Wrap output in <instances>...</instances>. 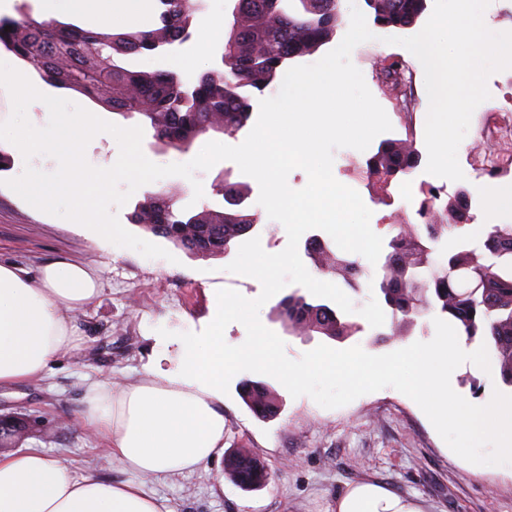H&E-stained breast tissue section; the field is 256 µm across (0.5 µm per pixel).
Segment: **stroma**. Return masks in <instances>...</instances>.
Masks as SVG:
<instances>
[{"mask_svg":"<svg viewBox=\"0 0 512 512\" xmlns=\"http://www.w3.org/2000/svg\"><path fill=\"white\" fill-rule=\"evenodd\" d=\"M233 7L234 0H200L193 18L194 35L187 42L122 57L121 65L131 70L174 72L188 82L220 68L223 42L199 49L196 32L218 18L232 25ZM354 7L364 13L375 38L356 46L350 59L386 112L392 129L380 134L366 151L335 150L332 172L336 180L359 193L372 212L373 232L385 240L391 238L393 224L414 218L425 193L435 192L444 204L457 192L467 191L472 204L469 222L434 243L433 258L440 263L461 246L482 247L486 238L482 225L512 224V212L491 210L486 195L490 188L512 186V137H500L493 130L496 108L512 101V69L489 77L490 97L472 115L458 148L464 180L436 177L420 166L395 183L390 198H381L361 166L387 140H407L425 150L429 99L422 64L404 47L387 44L392 31L377 24L366 0L340 6L334 42L345 36ZM380 59L401 61L410 72L415 98L412 116L399 111L376 65ZM0 152L10 157L9 167L0 171V262L18 265L34 275L42 265L64 259L96 268L100 280L99 295L74 314L75 348L52 364L44 379L0 390V415L24 416L39 425L26 439V446L42 450L78 474L140 482L148 495L166 501L171 512H333L337 495L362 481H374L419 499L427 512H512V471L474 469L450 450L419 406L403 393L387 387L345 406L326 409L309 396L292 397L271 376L247 371L232 378L224 396V450L249 449L267 467L268 483L253 489L237 486L225 475L220 458L177 476L141 479L124 470L81 416L87 385L144 377L156 349L147 327L158 321L163 322L168 338L166 365L176 367L186 332L205 329L215 289H233L253 299L259 296L261 284L255 278L228 272L232 261L228 255L201 256L173 246L166 260L149 259L126 247L114 250L106 239H93L84 226L32 207L7 187V180L20 176L25 166L53 171L55 163L50 157L24 161L5 140L0 141ZM226 178L245 189L247 207L259 214L254 234L263 249L271 254L284 250L288 243L285 228L264 214L258 203L257 182L231 161L197 172L192 181L169 176L145 184L117 215L129 232L153 241V234L131 222L135 205L145 194L188 191L198 180L204 195L194 203V210L216 208L222 204L217 188ZM374 294L366 281L359 291L350 292L355 310L347 319L360 324L361 330L332 341V348L358 346L369 354L382 355L434 338L435 315L431 312L417 317L398 339L366 325L359 310ZM246 380L265 383L275 391L280 407L274 418H258L245 404L239 384Z\"/></svg>","mask_w":512,"mask_h":512,"instance_id":"1","label":"stroma"}]
</instances>
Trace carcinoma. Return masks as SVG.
<instances>
[{
	"instance_id": "obj_1",
	"label": "carcinoma",
	"mask_w": 512,
	"mask_h": 512,
	"mask_svg": "<svg viewBox=\"0 0 512 512\" xmlns=\"http://www.w3.org/2000/svg\"><path fill=\"white\" fill-rule=\"evenodd\" d=\"M235 0L233 25L221 56L223 68L200 75L190 84L166 71L135 72L119 65L118 56L153 52L190 39L195 0H157L160 26L133 33L83 30L57 20L36 22L24 11L17 18L0 17V48L32 66L48 84L75 91L112 108L124 117L139 116L160 145L186 153L207 129L233 137L249 121L252 96L263 94L280 79L289 60L312 55L328 43L336 30L339 0ZM375 20L384 27L405 28L418 20L426 0H366ZM10 30H5V27ZM385 82L401 109L413 107L411 80L398 60L382 69ZM420 163L412 143L387 142L367 159L362 172L383 194L392 183L411 174ZM225 207L198 212L178 205L181 193L144 196L132 213V223L175 246L202 256L226 255L236 239L252 232L257 214L243 206L237 183L224 179L220 187ZM464 190L435 208L427 194L418 215L423 223L393 224L388 251L374 271L359 260L333 251L315 236L305 250L324 276L342 279L353 287L363 276L392 311L390 335L397 336L416 317L437 310L471 342L490 348L502 382L512 387V225H494L484 241L485 252L464 246L437 268L427 242L461 227L469 207L461 204ZM277 320L291 335L315 333L336 340L361 327L326 303L309 301L293 292L275 308ZM240 395L259 418L278 411V397L267 386L251 381ZM26 428L14 417L0 419V448H7ZM224 470L244 488L262 486L269 472L249 452L240 450L224 459Z\"/></svg>"
}]
</instances>
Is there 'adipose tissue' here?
I'll list each match as a JSON object with an SVG mask.
<instances>
[{"label":"adipose tissue","instance_id":"adipose-tissue-1","mask_svg":"<svg viewBox=\"0 0 512 512\" xmlns=\"http://www.w3.org/2000/svg\"><path fill=\"white\" fill-rule=\"evenodd\" d=\"M145 0H38L42 17L82 14L109 28L142 16ZM99 292L96 271L58 260L37 276L0 264V389L42 378L75 346L73 311ZM233 302L216 295L203 333L185 340L178 370L147 368L144 378L88 386L82 417L109 444L113 461L142 476L179 475L224 450V376L268 364L270 340L224 348V316ZM0 512H169L140 484L76 476L29 448L0 454ZM334 512H424L422 504L375 483L338 496Z\"/></svg>","mask_w":512,"mask_h":512}]
</instances>
